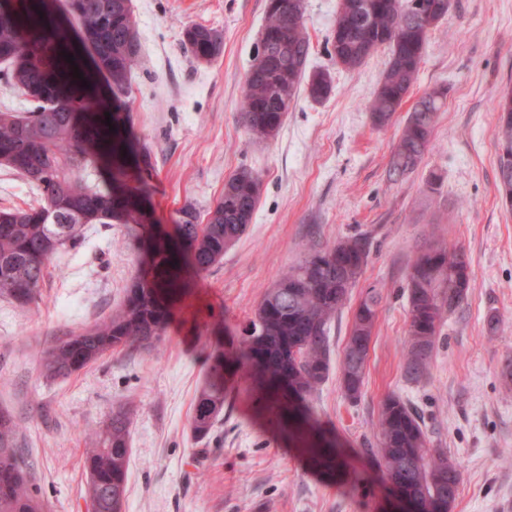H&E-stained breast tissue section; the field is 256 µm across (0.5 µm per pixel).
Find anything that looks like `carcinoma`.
<instances>
[{
	"mask_svg": "<svg viewBox=\"0 0 512 512\" xmlns=\"http://www.w3.org/2000/svg\"><path fill=\"white\" fill-rule=\"evenodd\" d=\"M24 0L0 3V63L4 78L20 92L23 112L0 111V166L22 176L37 192V204L0 210V297L20 306L37 301L54 257L78 245L90 224H141L145 182L129 173L133 145L127 138L125 108L131 74L141 55L137 21L129 0ZM305 0H267L263 31L253 55L266 69L246 75L240 110L248 134L272 141L284 117L305 90L315 101L333 91L329 71H307L311 42L305 27ZM414 0H339L328 54L348 71L358 69L379 47L389 60L379 87L367 104L374 123L390 125L405 95L417 82L430 31L416 20ZM400 28L397 41L390 30ZM88 50L85 59L75 48ZM182 45L198 63L209 64L223 51V31L192 24ZM74 56V63L65 55ZM83 78L73 76L74 69ZM108 81L110 96L94 95L95 77ZM87 86H82V81ZM444 88L424 93L399 130L390 173L415 170L427 150ZM495 136L500 146L499 192L512 194V90L497 99ZM111 124H106V115ZM114 130H109V127ZM262 188L261 176L239 168L206 211H179L176 235L150 237L151 272L137 276L123 304L106 319L72 336L56 339L42 355L50 377H66L119 348H149L165 335L176 303L190 281L224 260V253L252 223ZM433 260L417 256L406 276L409 301L404 374L420 381L432 359L448 314L466 301L473 271L457 259V248L436 241ZM369 256L362 234L325 248H311L274 286L267 289L244 328L238 345L207 357L203 386L196 398L191 432L208 436L224 401L238 386L288 440L316 465L339 470L336 445L313 419L308 401L328 380L332 365L331 324L357 287ZM463 287H456V283ZM382 296L366 290L354 312L349 336H372ZM367 360L344 347L340 387L358 401ZM131 420L122 408L89 434L84 455L87 512H124L130 458ZM375 457L395 499L413 501L419 512H451L459 494L460 463L448 451L431 447L417 413L399 396L382 404ZM18 425L0 410V512H48L30 489L33 464L17 443Z\"/></svg>",
	"mask_w": 512,
	"mask_h": 512,
	"instance_id": "cac0c4a2",
	"label": "carcinoma"
}]
</instances>
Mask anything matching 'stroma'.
<instances>
[{
  "label": "stroma",
  "instance_id": "35a3bbf8",
  "mask_svg": "<svg viewBox=\"0 0 512 512\" xmlns=\"http://www.w3.org/2000/svg\"><path fill=\"white\" fill-rule=\"evenodd\" d=\"M336 4L306 0L305 12L308 67L331 72V95H300L278 138L261 142L247 135L239 101L266 0H131L142 49L130 124L151 149L144 206L152 223L172 228L188 204L206 210L239 167L258 172L263 186L246 232L195 280L152 348L106 354L67 377H46L39 361L56 338L108 316L145 271L135 224L89 226L53 259L36 304L0 299V409L19 425L31 486L51 512H86L85 432L119 407L132 421L125 512H388L373 450L391 394L418 413L434 447L459 461L453 512H512V379L503 374L512 360V211L499 197L494 137L495 102L512 88V0H451L431 30L396 118L425 91L444 86L448 95L419 166L401 178L389 174L396 126L376 129L366 110L389 53L379 49L354 72L336 66L325 50ZM193 23L223 30L216 61L200 64L183 50L182 31ZM358 234L370 239L368 263L331 340L337 364L362 289H379L363 395L346 399L335 367L312 405L366 488H352L351 472L313 468L240 390L210 435L194 439L207 351L238 343L264 291L309 246ZM435 235L463 247L474 281L415 383L404 375L406 274Z\"/></svg>",
  "mask_w": 512,
  "mask_h": 512
}]
</instances>
